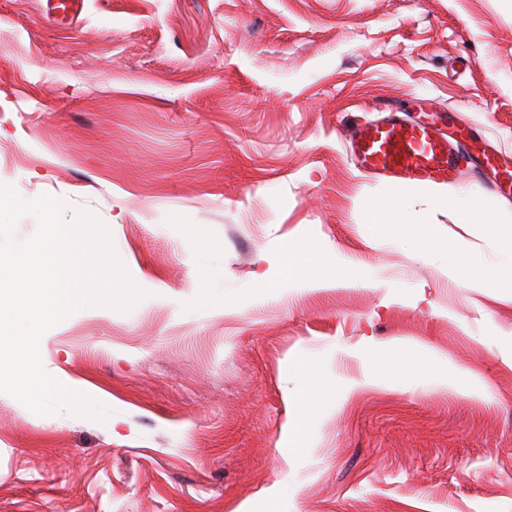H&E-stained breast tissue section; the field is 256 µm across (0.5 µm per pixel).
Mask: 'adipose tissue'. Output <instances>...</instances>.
Wrapping results in <instances>:
<instances>
[{"label":"adipose tissue","instance_id":"ef3b65f1","mask_svg":"<svg viewBox=\"0 0 512 512\" xmlns=\"http://www.w3.org/2000/svg\"><path fill=\"white\" fill-rule=\"evenodd\" d=\"M427 194L434 207L454 211L463 224L497 223V216L487 212L475 203H460L455 192L438 188H425L422 185H395L382 195L371 196L366 200V210L371 223L392 224L404 227L408 224L406 203L410 196ZM279 279L268 278L266 273L256 276V285L264 291L271 292L282 288L283 284L307 285L317 276V257L312 247L300 248L294 244H286L280 252ZM395 362L388 363L370 357L365 361V381L369 384L379 380L402 382L415 376L420 370L427 369L436 382L454 379L456 384L467 388L472 383L469 374L460 372L449 376L444 360L440 358L426 359L414 356L412 348L399 346L395 349ZM289 365L294 374L306 383L303 393L293 395V408L279 445L281 452L296 455L303 450V441L309 430V413L307 404L313 396L314 386L319 378L315 366L303 359L290 360Z\"/></svg>","mask_w":512,"mask_h":512}]
</instances>
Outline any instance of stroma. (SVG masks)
<instances>
[{
	"label": "stroma",
	"mask_w": 512,
	"mask_h": 512,
	"mask_svg": "<svg viewBox=\"0 0 512 512\" xmlns=\"http://www.w3.org/2000/svg\"><path fill=\"white\" fill-rule=\"evenodd\" d=\"M0 0V183L104 224L147 293L42 338L45 370L108 408L34 414L0 393V512H512V288L461 278L512 239L411 198L432 232L369 224L350 135L382 107L453 111L441 134L512 166V0ZM465 198L512 218V189ZM351 263L265 293L283 243ZM427 299L418 301L417 286ZM416 342L472 373L363 382ZM317 364L308 447L278 449L289 355ZM277 491L275 503L266 496Z\"/></svg>",
	"instance_id": "35a3bbf8"
}]
</instances>
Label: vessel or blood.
I'll return each mask as SVG.
<instances>
[{"mask_svg": "<svg viewBox=\"0 0 512 512\" xmlns=\"http://www.w3.org/2000/svg\"><path fill=\"white\" fill-rule=\"evenodd\" d=\"M352 140L358 162L375 176L415 183H451L460 177L457 149L432 126L398 111L358 125Z\"/></svg>", "mask_w": 512, "mask_h": 512, "instance_id": "b4317fda", "label": "vessel or blood"}]
</instances>
